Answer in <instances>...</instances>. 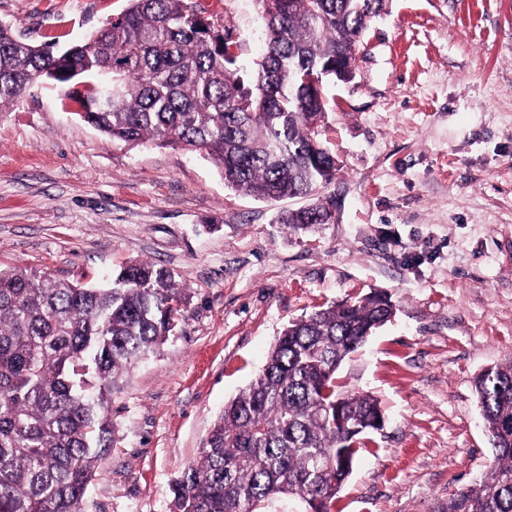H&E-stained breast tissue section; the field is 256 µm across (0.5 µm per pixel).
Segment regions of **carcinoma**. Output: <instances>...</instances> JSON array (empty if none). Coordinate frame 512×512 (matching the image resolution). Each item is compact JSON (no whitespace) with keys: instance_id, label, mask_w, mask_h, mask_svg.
I'll return each mask as SVG.
<instances>
[{"instance_id":"cac0c4a2","label":"carcinoma","mask_w":512,"mask_h":512,"mask_svg":"<svg viewBox=\"0 0 512 512\" xmlns=\"http://www.w3.org/2000/svg\"><path fill=\"white\" fill-rule=\"evenodd\" d=\"M129 2L56 53L0 24V111L49 81L112 138L187 146L247 195L309 196L335 179L339 164L319 139L325 94L310 93L303 76L356 65L387 0H256L267 49L251 87L229 31L196 0ZM331 217L314 204L281 223L306 230ZM182 297L150 262L125 266L103 288L0 269V512H83L115 443L112 392L166 342ZM393 315L390 299L373 294L289 322L172 485L174 512H261L281 494L330 512L384 422L376 399L338 390L336 372ZM474 388L495 456L444 512H512V362L480 373Z\"/></svg>"}]
</instances>
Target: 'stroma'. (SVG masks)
Returning a JSON list of instances; mask_svg holds the SVG:
<instances>
[{"mask_svg":"<svg viewBox=\"0 0 512 512\" xmlns=\"http://www.w3.org/2000/svg\"><path fill=\"white\" fill-rule=\"evenodd\" d=\"M128 0H0V23L61 49ZM252 69L255 0H218ZM354 79L329 85L322 143L341 164L295 232L278 202L227 185L184 146H130L35 84L0 113V267L98 285L131 261L171 271L187 306L112 394L116 444L84 512H172L173 481L293 319L373 291L391 322L339 368L385 412L331 512H437L492 457L474 379L512 360V0H389ZM332 213L329 208L321 204L289 210L281 217V224L294 231L306 230L319 224H328Z\"/></svg>","mask_w":512,"mask_h":512,"instance_id":"stroma-1","label":"stroma"}]
</instances>
